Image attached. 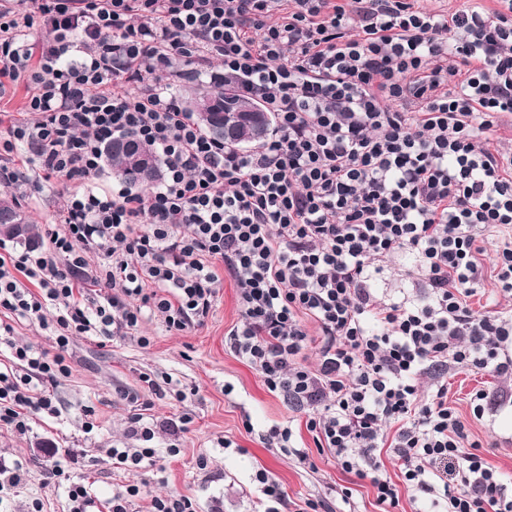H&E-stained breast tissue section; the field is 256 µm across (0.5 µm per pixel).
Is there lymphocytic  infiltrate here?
Here are the masks:
<instances>
[{"label": "lymphocytic infiltrate", "mask_w": 512, "mask_h": 512, "mask_svg": "<svg viewBox=\"0 0 512 512\" xmlns=\"http://www.w3.org/2000/svg\"><path fill=\"white\" fill-rule=\"evenodd\" d=\"M497 2L0 0V98L28 89L0 134V186L71 188L48 247L0 252V331L46 326L51 306L57 346L12 345L0 428L55 413L73 337L130 336L146 312L171 331L202 325L219 262L241 315L227 346L314 443L275 427L267 447L304 465L330 453L370 481L379 512H399L403 488L432 512H512V487L448 404L449 370L512 377V310L470 303L492 232L495 286L512 300V146L496 140L512 127V0ZM215 61L274 117L252 150L207 135L169 91ZM123 134L161 152L158 184L93 186ZM398 259L413 286L380 295ZM126 436L113 468L180 453L158 452L140 413Z\"/></svg>", "instance_id": "obj_1"}]
</instances>
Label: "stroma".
<instances>
[{"mask_svg": "<svg viewBox=\"0 0 512 512\" xmlns=\"http://www.w3.org/2000/svg\"><path fill=\"white\" fill-rule=\"evenodd\" d=\"M213 308L203 325L183 332L167 330L161 320L144 316L135 336L99 347L91 336L74 337L67 359L69 377L58 378L53 392L58 416L33 415L31 430L23 436L0 429V457L22 463L25 486L11 500L0 503V512H25L27 503L42 499L47 512H66L65 487L45 484L52 450L74 452L73 472L84 477L92 497L111 499L121 485L134 482L141 488L131 508L145 512L152 497L179 493L195 500L198 512H264L257 473L277 483L297 507L307 500L335 498L339 487L351 488L354 512H379L369 482L344 473L328 454L315 456L314 467L299 464L278 448H269L262 437L271 428L291 426L298 412L282 396L270 393L260 375L234 356L225 343L227 333L240 322L233 280L220 273ZM150 340L140 346L138 337ZM152 379L171 378L173 388L187 391L186 400L150 394L141 374ZM139 391L151 403L146 419L154 423L157 446L177 442L176 458L160 460L153 470L125 473L112 466L106 450L124 438L134 404L122 390ZM495 392L496 399L482 419L471 412L474 390ZM448 404L467 425L473 439L483 446V457L500 475L512 481V382H501L488 373L460 369L448 376ZM95 411V428L84 433L85 407ZM190 414L187 428L170 435L169 424ZM230 447H221V440ZM206 468H199V458Z\"/></svg>", "mask_w": 512, "mask_h": 512, "instance_id": "1", "label": "stroma"}]
</instances>
